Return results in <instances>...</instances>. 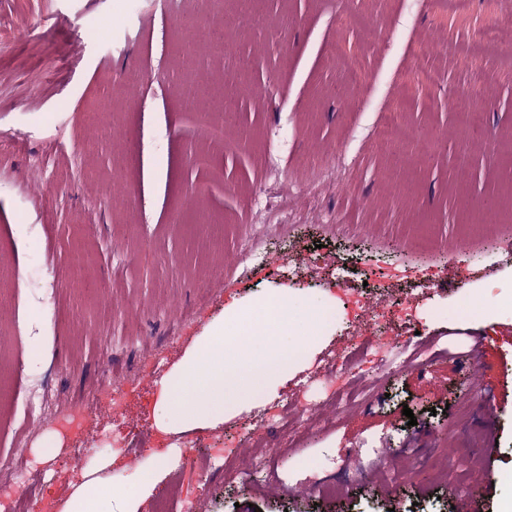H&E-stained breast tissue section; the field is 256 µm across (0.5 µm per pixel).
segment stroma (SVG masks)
I'll return each mask as SVG.
<instances>
[{"label": "stroma", "mask_w": 512, "mask_h": 512, "mask_svg": "<svg viewBox=\"0 0 512 512\" xmlns=\"http://www.w3.org/2000/svg\"><path fill=\"white\" fill-rule=\"evenodd\" d=\"M196 13L221 26L201 0H0V132L20 136L0 156V484L25 460L32 489L60 510L85 474L132 487L163 466L138 512L165 498L195 512H512V319L469 320L470 285L490 303L512 295L500 279L512 268V156L497 149L512 137V63L469 52L493 26L512 29V5L224 0L234 23L221 26L220 57L179 33ZM127 70L141 82L117 94ZM464 98L482 107L479 135L457 122ZM204 108L235 112L224 145L198 135ZM391 113L413 133L406 154L432 140L423 160L377 145ZM202 152L209 166L196 165ZM320 170L315 196L298 194ZM263 207L277 224L257 223ZM255 243L267 262L242 259ZM78 252L82 283L69 276ZM296 253L312 258L305 274L272 269ZM277 288L327 317L307 363L265 405L161 434L157 391L195 337L232 302ZM366 297L388 308L372 339H410L427 357L417 370L371 360L327 379ZM112 378L123 404L92 411L81 462L56 424L14 448L31 385L62 415ZM264 415L281 452L258 474L238 441ZM50 438L58 454L39 455ZM441 452L479 458L470 496L437 481L427 460ZM351 455L363 474L344 469ZM296 482L313 493H293ZM326 483L341 496H322Z\"/></svg>", "instance_id": "obj_1"}]
</instances>
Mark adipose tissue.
Segmentation results:
<instances>
[{
	"label": "adipose tissue",
	"instance_id": "obj_1",
	"mask_svg": "<svg viewBox=\"0 0 512 512\" xmlns=\"http://www.w3.org/2000/svg\"><path fill=\"white\" fill-rule=\"evenodd\" d=\"M157 483L154 472H141L136 489L107 485L91 478L79 485L67 500L62 512H137Z\"/></svg>",
	"mask_w": 512,
	"mask_h": 512
}]
</instances>
